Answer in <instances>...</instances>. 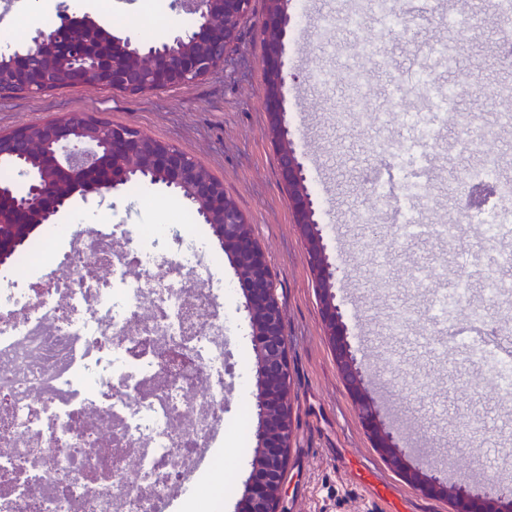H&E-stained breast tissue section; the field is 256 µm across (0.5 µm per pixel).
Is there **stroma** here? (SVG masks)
Here are the masks:
<instances>
[{
  "instance_id": "1",
  "label": "stroma",
  "mask_w": 512,
  "mask_h": 512,
  "mask_svg": "<svg viewBox=\"0 0 512 512\" xmlns=\"http://www.w3.org/2000/svg\"><path fill=\"white\" fill-rule=\"evenodd\" d=\"M48 11L21 23L0 40V53L19 49L36 31L53 25L59 14L108 19L112 31L133 43H162L180 31L183 14L173 0H47ZM348 0H297L296 31L289 37L285 63L292 78L284 87L285 121L317 195L326 226V243L342 274L336 300L347 315L351 345L367 367V383H384L390 395L386 420L403 424L409 443L418 447L410 458L416 467L445 463L465 471L481 467L485 486L512 481V401L501 395L500 382L484 365L472 364L461 352L444 358L417 351L394 339L391 328L402 322L411 336L431 331L428 312L442 284L465 285L469 302L462 318L480 311L491 335L512 347V328H505V301L480 300L478 269L491 267L493 253L476 236L475 225L459 212L457 186L494 151L498 173L512 180V127L501 123L512 112V66L503 62L504 44L512 40L500 19L467 0H455L454 21L434 13L403 18L380 31L373 12L364 11L360 25L346 23ZM380 39L373 56L360 45ZM445 39L457 52L456 62L434 70L429 87L408 79L413 51ZM262 36L254 24L240 27L223 67L184 87L128 94L85 86L61 87L40 94L0 96V132L64 116H93L125 125L188 153L221 181L225 192L246 215L271 264L285 332L292 390L294 436L285 473L283 512H453L449 500L429 498L407 484L373 447L336 368L324 333L321 303L309 270L304 244L282 189L275 148L268 136L263 108ZM367 75L364 103L352 108L349 72ZM407 82L408 94L391 105L393 83ZM456 91L455 105L435 139L413 154L403 153L409 128L407 115L430 112L433 91ZM386 121H379V114ZM388 140L399 175L412 177L424 169L429 198L393 196L380 204L371 174L386 160L375 156L377 138ZM112 209L113 224L136 232L141 224H170L166 244L178 249L182 237H193L205 256L219 258L215 287L227 291L224 334L232 351L234 389L224 393V472L232 480L224 496V512H235L241 486L250 470L254 442L240 438L235 427L246 408L255 355L242 296L233 294L235 272L220 250L209 225L190 201L164 184L135 183L103 195H73L39 234L54 238L60 253L86 229L82 216L98 208ZM426 224H452L453 239L423 236L402 240L392 222L395 210ZM388 273L378 278L381 255ZM446 281H438L439 267ZM480 421L476 434H462L466 417Z\"/></svg>"
}]
</instances>
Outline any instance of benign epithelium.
Returning a JSON list of instances; mask_svg holds the SVG:
<instances>
[{
  "mask_svg": "<svg viewBox=\"0 0 512 512\" xmlns=\"http://www.w3.org/2000/svg\"><path fill=\"white\" fill-rule=\"evenodd\" d=\"M274 7L262 15L259 27L266 45L263 51L264 72L272 75L275 83L264 88L263 104L270 123L276 125L271 138L276 146V163L280 182L293 189L289 205L294 223L304 242L309 266L314 279L324 285L321 316L326 336L334 352L336 367L345 387L357 401L361 422L374 446L386 460L398 467L403 478L428 496L452 501L454 512H512V488L479 490L469 485L448 482L447 469L435 464L426 470L407 463L411 456L404 438L395 424L386 422L376 410L366 385V369L355 356L348 341L345 316L336 304L333 292L339 279L340 266L328 253L324 242V227L320 224L318 201L309 187L303 158L290 138L285 122V97L282 88L288 79L285 68L286 39L297 27L296 16L290 13L292 0H272ZM179 12L193 15L197 24L161 45L133 46L127 37L112 35L111 66L96 68L99 78L92 81L82 68L74 69L68 85L80 87L94 84L104 87L112 84L129 93L151 88L189 85L224 64V58L237 39L242 22L250 15L251 0H176ZM92 20L62 17L60 27L78 38ZM52 30L39 31L21 49L11 53L13 77L23 82L26 92L40 94L50 90L49 75L38 70L44 45L54 36ZM204 38L208 52L204 55L186 48L193 38ZM42 139L50 147L55 163L75 171L86 169L107 158L112 162V174L107 190L116 189L131 177V159L140 147L142 134L124 125H108L107 141L99 134L77 143V129L67 120L47 121L41 124ZM27 129L20 127L0 134V159L15 158L17 176L24 179L26 190L17 191L14 183H0V196L14 198L18 215L26 218L39 211L50 217L54 208H45L52 193L50 179L40 177L21 164L29 150ZM149 180L163 179L172 189L190 187L189 199L201 208L203 218L214 221L217 241L230 249L232 261L241 257L250 259L247 271L235 269V276L244 298V309L251 329L255 353V387L251 392L254 408L259 416L255 433L259 455L251 462V471L243 483L236 512H280L284 495V477L288 465V450L293 434L291 412L283 393L290 383L288 344L270 263L257 246V239L246 226V220L230 210L224 192L209 179L187 181L195 173L194 160L178 148L167 149L152 158ZM495 194L491 186L464 185L458 198L462 211L482 209Z\"/></svg>",
  "mask_w": 512,
  "mask_h": 512,
  "instance_id": "obj_1",
  "label": "benign epithelium"
}]
</instances>
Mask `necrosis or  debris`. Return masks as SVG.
Instances as JSON below:
<instances>
[{
  "mask_svg": "<svg viewBox=\"0 0 512 512\" xmlns=\"http://www.w3.org/2000/svg\"><path fill=\"white\" fill-rule=\"evenodd\" d=\"M167 227L75 238L0 279V512H172L222 464L224 308Z\"/></svg>",
  "mask_w": 512,
  "mask_h": 512,
  "instance_id": "obj_1",
  "label": "necrosis or debris"
}]
</instances>
